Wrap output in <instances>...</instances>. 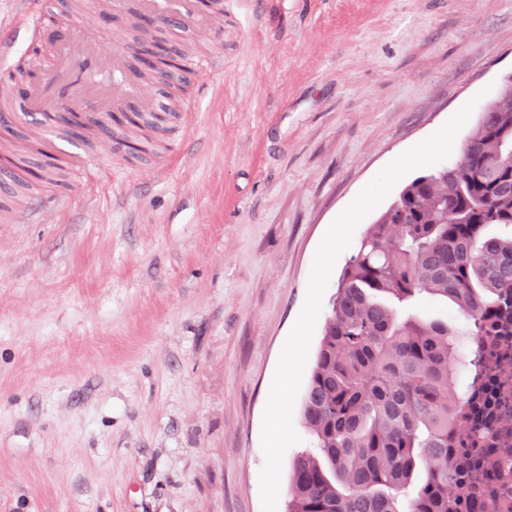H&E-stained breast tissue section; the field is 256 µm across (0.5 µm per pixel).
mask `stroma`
Returning a JSON list of instances; mask_svg holds the SVG:
<instances>
[{
    "mask_svg": "<svg viewBox=\"0 0 512 512\" xmlns=\"http://www.w3.org/2000/svg\"><path fill=\"white\" fill-rule=\"evenodd\" d=\"M5 29L0 175V512H262V415L336 216L402 152L512 73V0H224L209 33L169 27L207 78L149 93L137 155L76 130L85 173L34 145L15 86L79 10L100 41L127 7L49 0Z\"/></svg>",
    "mask_w": 512,
    "mask_h": 512,
    "instance_id": "35a3bbf8",
    "label": "stroma"
}]
</instances>
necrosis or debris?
<instances>
[{
	"mask_svg": "<svg viewBox=\"0 0 512 512\" xmlns=\"http://www.w3.org/2000/svg\"><path fill=\"white\" fill-rule=\"evenodd\" d=\"M450 442L456 512H512V306L483 319Z\"/></svg>",
	"mask_w": 512,
	"mask_h": 512,
	"instance_id": "4bbe7bcc",
	"label": "necrosis or debris"
}]
</instances>
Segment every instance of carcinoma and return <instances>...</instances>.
Here are the masks:
<instances>
[{
  "instance_id": "1",
  "label": "carcinoma",
  "mask_w": 512,
  "mask_h": 512,
  "mask_svg": "<svg viewBox=\"0 0 512 512\" xmlns=\"http://www.w3.org/2000/svg\"><path fill=\"white\" fill-rule=\"evenodd\" d=\"M500 226L505 233L489 237ZM512 291V92L446 167L407 184L339 278L302 415L314 450L289 466L287 512H453L448 437L461 356L424 295L473 319Z\"/></svg>"
}]
</instances>
